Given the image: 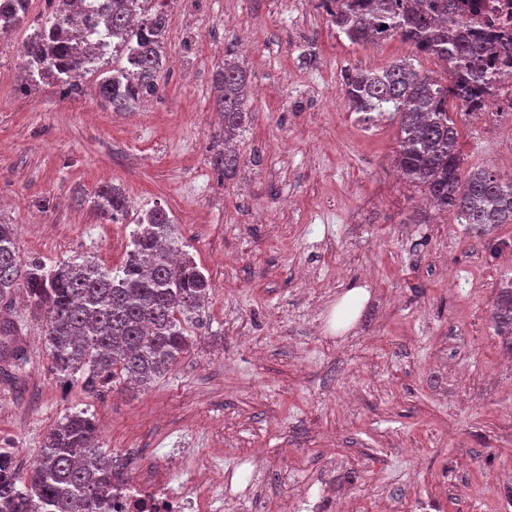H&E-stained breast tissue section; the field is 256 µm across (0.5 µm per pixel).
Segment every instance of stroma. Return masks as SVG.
<instances>
[{"label": "stroma", "mask_w": 512, "mask_h": 512, "mask_svg": "<svg viewBox=\"0 0 512 512\" xmlns=\"http://www.w3.org/2000/svg\"><path fill=\"white\" fill-rule=\"evenodd\" d=\"M169 18L161 87L115 112L87 73L78 91L20 89L29 22L0 35V219L23 259L124 264L149 209H164L212 288L189 347L149 388L61 383L21 292L0 299V452L29 474L46 435L87 411L129 477L170 449L242 468L217 512H512V353L491 312L512 281V224L483 234L426 207L395 167L398 120L354 112L344 76L413 57L397 39L351 44L320 0H158ZM232 57L250 121L227 179L213 76ZM464 169L512 176V117L460 114ZM104 185L130 207L100 215ZM370 298L334 331L350 289ZM23 362L13 366V351Z\"/></svg>", "instance_id": "1"}]
</instances>
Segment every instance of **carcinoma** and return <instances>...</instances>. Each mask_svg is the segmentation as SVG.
Listing matches in <instances>:
<instances>
[{
    "instance_id": "obj_1",
    "label": "carcinoma",
    "mask_w": 512,
    "mask_h": 512,
    "mask_svg": "<svg viewBox=\"0 0 512 512\" xmlns=\"http://www.w3.org/2000/svg\"><path fill=\"white\" fill-rule=\"evenodd\" d=\"M30 0H0V34L28 16ZM48 0L50 10L23 46L22 86L53 81L70 91L79 78L99 73L98 94L114 112H128L159 91L168 15L151 0ZM339 33L355 45L399 39L415 53L437 59L444 74L426 73L411 59L376 71L349 73L344 96L358 112H394L399 120L396 164L403 176L425 188L431 204L456 214L477 231L512 224V177L485 169L463 171L459 129L448 108L482 111L497 73L486 70L504 50L500 40L460 35L465 5L454 0H321ZM125 65L105 68V57ZM217 106L224 117L222 142L239 136L249 122L246 72L232 59L215 74ZM238 154L217 148L211 165L223 176L236 173ZM92 206L112 218L128 200L105 185ZM133 249L120 268L93 256L54 266L22 261L14 225L0 220V297L22 287L30 309L43 316L55 370L62 380L80 376L84 389L99 384L149 386L162 378L188 348L185 324L202 309L210 281L180 250L176 225L161 208L150 209L132 233ZM495 335L512 352V283L501 289L492 310ZM95 421L83 410L67 415L47 435L34 469L20 475L12 455L0 452V512H94L123 476L116 458L94 443Z\"/></svg>"
}]
</instances>
